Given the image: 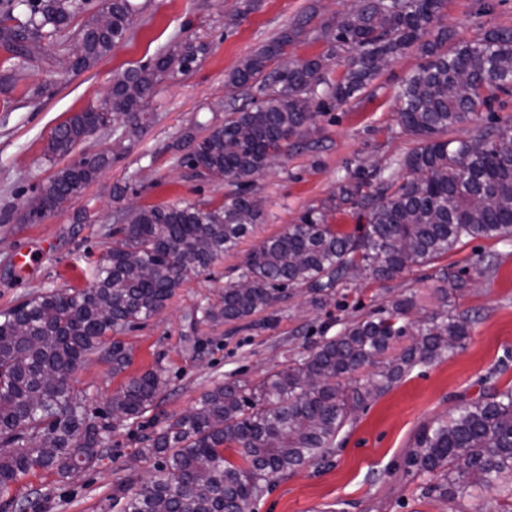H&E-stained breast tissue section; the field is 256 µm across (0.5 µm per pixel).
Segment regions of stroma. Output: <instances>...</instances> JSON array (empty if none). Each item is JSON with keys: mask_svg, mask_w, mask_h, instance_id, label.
Instances as JSON below:
<instances>
[{"mask_svg": "<svg viewBox=\"0 0 512 512\" xmlns=\"http://www.w3.org/2000/svg\"><path fill=\"white\" fill-rule=\"evenodd\" d=\"M141 11L127 40L90 69L59 74L35 68L0 89V311L47 290L83 288L102 262L106 234L116 211L177 202L211 207L224 200V186L192 177L175 144L185 131L224 120L230 74L262 46L291 29L302 16L312 26L335 23L359 0H255L236 25L224 19L243 0H135ZM444 22L456 44L487 30L512 26V0H448ZM203 37L209 52L193 72L159 86L148 110L155 122L139 135L112 144V163L63 210L32 223L30 202L54 174L45 151L55 127L103 98L118 71L147 61L173 35ZM422 58L416 49L391 60L367 89L321 114L308 133V149L276 161L254 182L262 212L253 233L210 270L190 276L156 315L119 335L130 355L125 372L113 374L105 357L91 355L71 375L89 415L111 412L113 394L151 367L164 384L151 412L115 423L107 450L94 467L69 478L27 477L0 492V505L26 512H122L124 495L148 478L153 459L137 458L143 438L169 418L189 411L226 377L257 381L284 368L302 347L335 335L343 322L415 294L419 306L435 308L432 266H415L388 281L361 279L337 288L325 306L304 295L233 324L198 323L193 314L217 300L247 252L262 239L298 223L307 212L353 231L355 212L328 207L339 178L359 165H386L412 147L396 134L397 95ZM88 220L79 224L77 213ZM27 252L31 263L19 255ZM467 282L454 299L458 310L478 314L469 338L431 364L418 367L357 410L338 437L329 466L311 464L275 478L253 512H442L422 492L423 480L407 475L403 460L420 428L480 394L512 386V241H464L440 260ZM199 340L197 351L187 341Z\"/></svg>", "mask_w": 512, "mask_h": 512, "instance_id": "stroma-1", "label": "stroma"}]
</instances>
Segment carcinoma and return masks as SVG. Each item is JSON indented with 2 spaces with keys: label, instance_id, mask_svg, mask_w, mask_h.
I'll return each mask as SVG.
<instances>
[{
  "label": "carcinoma",
  "instance_id": "carcinoma-1",
  "mask_svg": "<svg viewBox=\"0 0 512 512\" xmlns=\"http://www.w3.org/2000/svg\"><path fill=\"white\" fill-rule=\"evenodd\" d=\"M91 0H0V45L10 54V79L46 56L53 39L68 34ZM447 0H361L358 8L322 33L326 51L282 69L280 57L305 33L309 17L270 41L234 71L224 122L199 137L182 163L200 179L224 171L230 187L217 207L146 206L119 212L108 233L105 260L88 288L53 289L0 311V490L30 475L65 478L103 457L109 425L89 417L70 374L102 350L112 372L130 356L110 335L158 313L191 275L235 251L256 223L261 202L248 192L273 162L303 146L316 117L343 104L380 72L378 57L409 48L424 62L398 94L401 132L414 147L389 164L341 180L334 208L357 212L364 223L344 232L310 214L261 242L224 284L220 300L197 309L200 322L246 320L305 289L319 306L348 275L388 280L430 265L466 238L512 239V117L446 139L512 94V28L483 33L447 49ZM137 11L131 0H99L73 32L75 71H85L124 42ZM111 23L102 28L101 14ZM208 44L174 38L154 57L113 75L105 97L73 113L53 131L46 158L69 156L90 136L120 143L154 120L147 111L159 85L190 73ZM340 64L336 81L329 65ZM112 163L109 148L58 170L39 189L29 220L55 212L72 190L86 188ZM436 308L421 312L414 295L342 324L340 331L305 347L283 369L249 383L229 379L197 406L144 438L141 457L154 473L127 497L123 512H253L274 478L324 460L351 414L390 390L416 367L463 346L476 316L450 304L466 281L446 266L435 270ZM406 337L409 344L396 350ZM162 369L131 377L112 395V419L137 420L151 411ZM227 448L242 458L224 456ZM413 476L434 482L426 494L465 512L462 502L495 492L477 512H512V388L485 393L438 418L417 434L407 456Z\"/></svg>",
  "mask_w": 512,
  "mask_h": 512
}]
</instances>
